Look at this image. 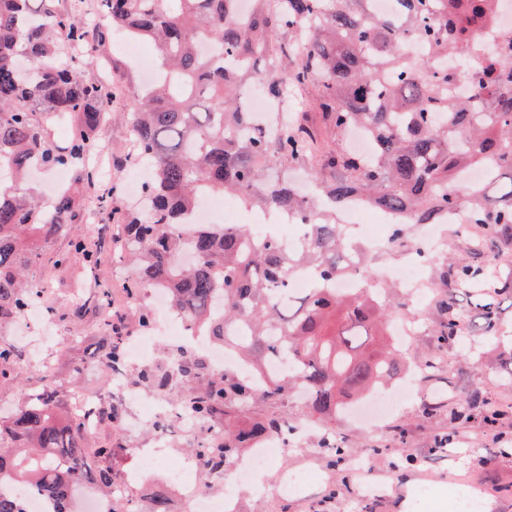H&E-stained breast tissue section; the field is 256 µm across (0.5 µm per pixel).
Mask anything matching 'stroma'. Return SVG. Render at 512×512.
<instances>
[{"label": "stroma", "mask_w": 512, "mask_h": 512, "mask_svg": "<svg viewBox=\"0 0 512 512\" xmlns=\"http://www.w3.org/2000/svg\"><path fill=\"white\" fill-rule=\"evenodd\" d=\"M86 24L95 43L85 56L76 58L63 52L53 59L61 67L75 68L83 78L96 81L101 68L111 73L112 100L105 110L94 145L104 148V155L90 153L91 169L109 167L112 177L95 179L81 190L85 224L83 236L95 244L99 258L88 269L54 266L55 257L70 248L71 237L60 233L43 244L40 261L31 266L28 278L44 285L43 306L61 313L81 302H88L86 314L79 319L63 322L53 320L59 341L42 339L41 324L28 328L27 338H19L10 329L0 330V341L12 343L24 351L36 350L40 362L24 360L23 384L0 388V412L8 414L22 406L38 386L43 375H51L65 405L76 404L84 395L101 392L106 373L99 362V348L107 337L96 306L98 299L107 298L115 312L127 309L125 294L118 289L126 275V266L119 256L118 231L109 218L110 211L124 212L136 205L129 195V180L144 177V170L134 158V135L126 114L141 90L144 70L154 48L143 56L127 54L122 36L113 34L106 18L100 17L98 0H85ZM421 331L415 343L403 347L404 373L381 384L378 394L391 400L393 409L376 426L363 427L351 423L345 416L336 418V436L346 447L344 457H335L321 445L323 429L310 425L308 431L288 437V450L277 458L268 470L265 494H257L249 486L237 492V512H412V493L423 479L435 480L437 492L431 512H449L448 498L457 482L464 481L479 488L485 498L484 512H512V419L495 431L479 422L465 425L451 423V408L470 405L473 395L512 406V377L506 369L512 366V304L500 309L503 336L500 342L484 343L474 316H466V334L459 346L441 353V365L436 372L424 370L430 359V333L437 327L442 311L438 303L425 302L420 309ZM81 373H73L74 365ZM155 407L143 412L137 405L124 403L125 420L120 431L103 429L99 440L120 435L126 446L111 462L115 479H125L137 466L140 452L158 447L165 457L164 468L144 477L137 485L135 499H119L116 512H150L153 491L165 490L172 507L180 505V489L170 478L174 469L186 470L189 479L204 495L220 497L224 488L203 468L192 467L194 436L175 424L171 393L148 392ZM406 436H399V428ZM454 434L464 438L443 452H436L441 437ZM365 458L367 480H360L353 466L355 458ZM301 469L313 478L300 492L282 489L278 473ZM376 486V493L365 492L364 483Z\"/></svg>", "instance_id": "stroma-1"}]
</instances>
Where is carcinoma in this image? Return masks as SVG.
Wrapping results in <instances>:
<instances>
[{
    "label": "carcinoma",
    "mask_w": 512,
    "mask_h": 512,
    "mask_svg": "<svg viewBox=\"0 0 512 512\" xmlns=\"http://www.w3.org/2000/svg\"><path fill=\"white\" fill-rule=\"evenodd\" d=\"M238 2L100 0L113 27L154 44L162 73L128 113L136 157L152 175L144 185L146 219L131 213L124 224L126 296L165 289L189 328L224 342L258 375L273 360H288V374L271 375L261 390L248 376L215 372L183 351L139 373L137 384L174 391L178 412L200 428L221 429L196 448L209 472L224 469L241 449L292 430L279 415L232 422L254 402L276 403L297 386L311 416L327 422L346 400L401 370V351L385 336L392 317L408 316L405 308L366 288H336L356 261L343 249L344 226L334 223L352 195L409 224H435L455 210L464 226L479 229L470 257L434 281V290L449 289L451 297L442 302L432 353L465 335L457 294L489 338L500 335L501 299L512 294V278L498 266L512 252V62L501 60L498 47L483 46L479 30L502 0H391L383 16L373 13L372 0H275L272 8L252 0L245 14ZM68 3L60 10L56 0H0V328L23 319L43 294V286L25 280L42 241L83 221L76 190L63 187L45 207L23 179L65 169L77 184L93 182L86 153L111 96L106 84L88 82L73 68L44 64L64 48H90L79 15L83 0ZM279 34L293 42L273 47ZM462 72L473 84L469 96L455 90ZM244 83L282 106L290 86L319 91L297 121L284 115L262 127L236 94ZM43 112L77 118L68 146L50 138ZM353 127L369 136L370 153L324 140ZM313 161L308 197L289 173ZM476 166L487 170V183L451 188ZM214 194L258 206L274 220L304 215L308 240L288 250L272 235L255 239L241 226L193 222L204 197ZM74 257L96 261L82 236L55 263L66 266ZM304 268L312 287L292 310L286 280ZM98 307L109 331L100 362L117 373L126 363L130 323L145 331L152 312L131 306L130 322L104 301ZM22 360L16 345L0 343L1 385L20 379ZM93 416L117 427L120 403L106 398ZM504 416L491 400L453 413L489 429ZM124 447L117 438L86 451L82 419L67 413L53 382L41 383L11 417L0 416V512H25L19 498L1 490L5 484L38 491L54 512H72L84 480L115 494L112 467L93 468L88 457L105 462Z\"/></svg>",
    "instance_id": "1"
}]
</instances>
